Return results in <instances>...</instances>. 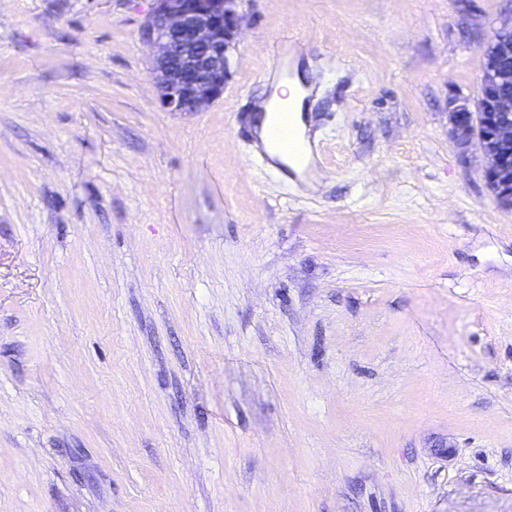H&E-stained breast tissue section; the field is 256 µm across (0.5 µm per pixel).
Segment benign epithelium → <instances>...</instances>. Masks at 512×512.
<instances>
[{
  "label": "benign epithelium",
  "instance_id": "7a95c632",
  "mask_svg": "<svg viewBox=\"0 0 512 512\" xmlns=\"http://www.w3.org/2000/svg\"><path fill=\"white\" fill-rule=\"evenodd\" d=\"M236 0H153L141 39L153 52L158 105L165 112H203L224 93L227 52L234 40ZM512 15L493 29L497 55L482 52V88L475 102L454 101L450 135L483 158L482 175L496 201L512 207V93L497 89L499 61L512 56Z\"/></svg>",
  "mask_w": 512,
  "mask_h": 512
}]
</instances>
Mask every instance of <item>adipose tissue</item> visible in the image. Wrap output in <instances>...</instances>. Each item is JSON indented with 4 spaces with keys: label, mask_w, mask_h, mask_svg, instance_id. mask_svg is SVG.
<instances>
[{
    "label": "adipose tissue",
    "mask_w": 512,
    "mask_h": 512,
    "mask_svg": "<svg viewBox=\"0 0 512 512\" xmlns=\"http://www.w3.org/2000/svg\"><path fill=\"white\" fill-rule=\"evenodd\" d=\"M307 95L306 76L299 73L293 79L278 80L274 93L269 101L263 102L258 107V114L255 118V135L263 149L274 158L280 157L281 152L275 141L272 139L270 129L276 120L273 112L274 104H284L293 109V121L298 134V153L295 158L296 164H307L311 161V152L306 138L307 125L303 116L304 99Z\"/></svg>",
    "instance_id": "1"
}]
</instances>
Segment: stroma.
I'll list each match as a JSON object with an SVG mask.
<instances>
[{
  "mask_svg": "<svg viewBox=\"0 0 512 512\" xmlns=\"http://www.w3.org/2000/svg\"><path fill=\"white\" fill-rule=\"evenodd\" d=\"M151 8L0 0V512H512V209L448 133L512 0H238L194 114ZM307 73H299L293 79H281L276 81L274 93L271 98L261 103L256 112L260 113L255 117V136L259 140L263 149L272 157L280 161L294 166L297 170H302L309 165L311 161V152L305 136L307 125L305 118L302 114L304 112V99L308 94L306 90V77ZM291 104L293 109L292 120L296 125L298 135V153L292 164L288 158L281 154L275 141L272 139L270 129L277 119V115L271 112L273 106L276 104ZM305 163L303 167H297Z\"/></svg>",
  "mask_w": 512,
  "mask_h": 512,
  "instance_id": "obj_1",
  "label": "stroma"
}]
</instances>
